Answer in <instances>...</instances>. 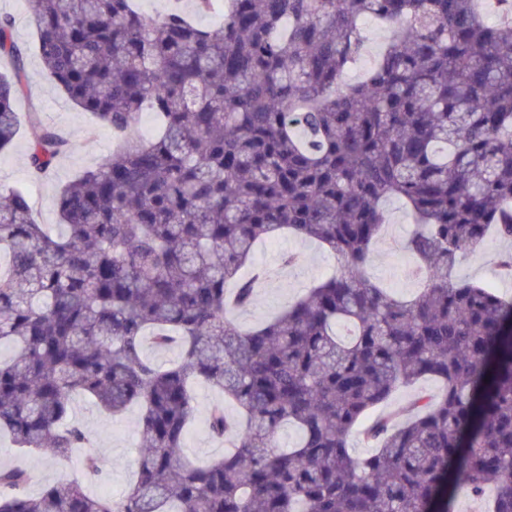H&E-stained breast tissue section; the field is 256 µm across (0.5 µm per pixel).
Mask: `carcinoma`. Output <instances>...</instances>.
Returning a JSON list of instances; mask_svg holds the SVG:
<instances>
[{"mask_svg": "<svg viewBox=\"0 0 512 512\" xmlns=\"http://www.w3.org/2000/svg\"><path fill=\"white\" fill-rule=\"evenodd\" d=\"M26 4L47 72L122 146L61 188L58 232L25 188L0 193V433L67 458L89 443L82 394L138 407L142 451L119 499L32 497L27 469L0 466V512H452L461 493L512 512V299L454 278L490 232L512 241V0L494 22L484 0H194L209 26L133 0ZM367 19L385 45L342 86ZM0 52L2 151L24 77L9 16ZM26 125L40 180L68 142L38 112ZM390 198L415 224L410 299L369 274ZM285 232L342 268L244 328L230 311L265 271L242 270ZM424 378L439 391L376 413ZM198 382L223 393L207 428L224 455L204 466L184 453Z\"/></svg>", "mask_w": 512, "mask_h": 512, "instance_id": "1", "label": "carcinoma"}]
</instances>
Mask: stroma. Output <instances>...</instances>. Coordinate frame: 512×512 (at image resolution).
<instances>
[{
  "label": "stroma",
  "instance_id": "35a3bbf8",
  "mask_svg": "<svg viewBox=\"0 0 512 512\" xmlns=\"http://www.w3.org/2000/svg\"><path fill=\"white\" fill-rule=\"evenodd\" d=\"M5 14L15 19L13 37L24 56L25 80L15 98V110L23 119L32 109H39L46 123L66 135L70 148L59 157L48 177L35 181L27 168L28 138L26 134H19L12 148L0 153V187H25L37 222L52 226L59 222L55 206L59 188L111 156L116 142L109 130L97 127L89 113L81 111L66 98L43 68L35 51L36 36L26 21L24 0H0V15ZM384 209L387 223L373 248L370 273L385 286L411 296L418 288L417 282L407 275L412 258L405 249H393L391 241L395 238L406 240L413 230L412 219L399 200H387ZM507 248V243L494 239L488 241L480 251L460 259L455 270L456 278L477 283L493 282L500 295L512 298V279L492 276L497 253ZM288 252L299 257L291 267L282 264V256ZM255 264L272 271L273 276L258 285L255 301L249 308L236 311L238 323L246 327L263 324L283 306L341 266L337 256L316 243L285 235L259 243L255 249ZM195 394L197 412L186 437L185 453L195 463L206 464L224 453L223 441L212 438L205 424L209 406L220 399L221 393L201 383L197 385ZM72 409L74 420L90 434L93 452L103 461L100 477L85 475L82 452H75L67 459L44 453L23 455L6 435L0 437V465L22 466L31 470L33 480L26 488L30 495L39 494L49 484L76 482L93 494L122 497L138 467L139 409L133 407L122 415L114 416L82 396L73 398Z\"/></svg>",
  "mask_w": 512,
  "mask_h": 512
}]
</instances>
